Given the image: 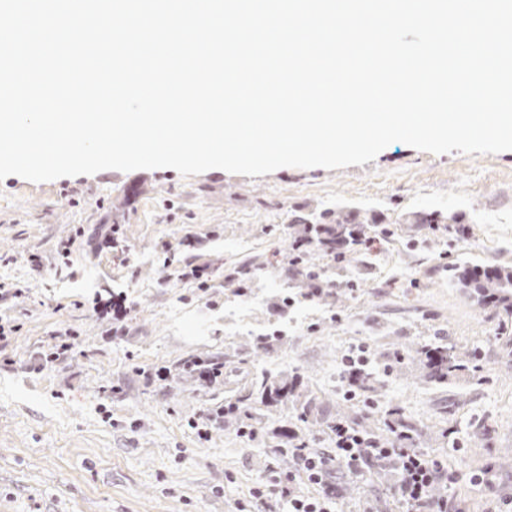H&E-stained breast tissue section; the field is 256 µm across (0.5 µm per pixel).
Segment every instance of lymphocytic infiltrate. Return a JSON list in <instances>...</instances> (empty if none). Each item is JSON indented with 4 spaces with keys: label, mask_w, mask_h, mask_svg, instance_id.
Instances as JSON below:
<instances>
[{
    "label": "lymphocytic infiltrate",
    "mask_w": 512,
    "mask_h": 512,
    "mask_svg": "<svg viewBox=\"0 0 512 512\" xmlns=\"http://www.w3.org/2000/svg\"><path fill=\"white\" fill-rule=\"evenodd\" d=\"M332 436L334 446L331 451L301 450L295 453L297 471L287 475V484L280 491L286 512H335L336 493L330 479L333 469L339 467L355 473L385 463L391 464L396 473V494L406 512H448L447 500L431 493L433 486L444 478L443 468L437 460L399 442L365 443L340 419L334 424ZM299 476L317 486V495L305 497L293 493L290 484Z\"/></svg>",
    "instance_id": "f902f5d3"
}]
</instances>
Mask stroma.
I'll list each match as a JSON object with an SVG mask.
<instances>
[{"label":"stroma","instance_id":"stroma-1","mask_svg":"<svg viewBox=\"0 0 512 512\" xmlns=\"http://www.w3.org/2000/svg\"><path fill=\"white\" fill-rule=\"evenodd\" d=\"M336 207L390 230L350 273L316 258L339 304L303 298L280 270L239 294L234 269L287 255L295 216ZM434 210L463 216L468 238L419 223ZM115 224L120 248L95 252L80 239L56 263L75 228L90 235ZM188 238L197 242L191 253ZM189 256L208 267L209 287L183 277ZM455 266L512 267V151L433 155L395 142L344 169L0 180V283L23 289L0 296V318L20 326L0 365V512H277L278 501L261 504L254 492L276 491L277 477L296 469L273 454L278 429L312 449L328 447L326 435L292 405L256 412L251 439L216 410L234 401L252 408V383L265 372L298 377L335 407L343 360L363 345L377 371L375 399L413 418L415 448L447 472L450 512H488L512 498V307L461 287ZM113 294L126 299L124 321L97 309ZM66 329L78 334L75 351L30 371ZM273 330L281 341L248 347ZM437 337L477 351L475 365L437 383L419 361L396 364L402 345ZM197 357L223 361V377L207 384L184 373ZM392 483L389 474H344L336 512H403Z\"/></svg>","mask_w":512,"mask_h":512}]
</instances>
